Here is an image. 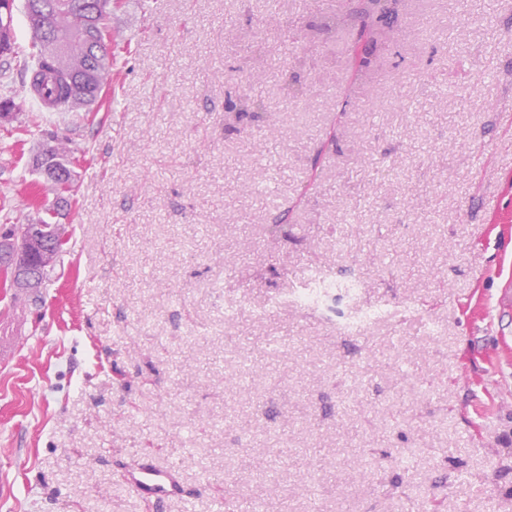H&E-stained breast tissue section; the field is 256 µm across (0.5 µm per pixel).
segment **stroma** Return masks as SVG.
Returning a JSON list of instances; mask_svg holds the SVG:
<instances>
[{"instance_id": "35a3bbf8", "label": "stroma", "mask_w": 512, "mask_h": 512, "mask_svg": "<svg viewBox=\"0 0 512 512\" xmlns=\"http://www.w3.org/2000/svg\"><path fill=\"white\" fill-rule=\"evenodd\" d=\"M362 6L112 0L88 114L27 94L15 0L0 226L52 205L51 135L75 202L40 299L0 287V512H512V0H402L364 77L319 26ZM125 484L140 498L152 503L175 497L185 499L173 471L157 466L152 461H146L135 470L128 472Z\"/></svg>"}]
</instances>
